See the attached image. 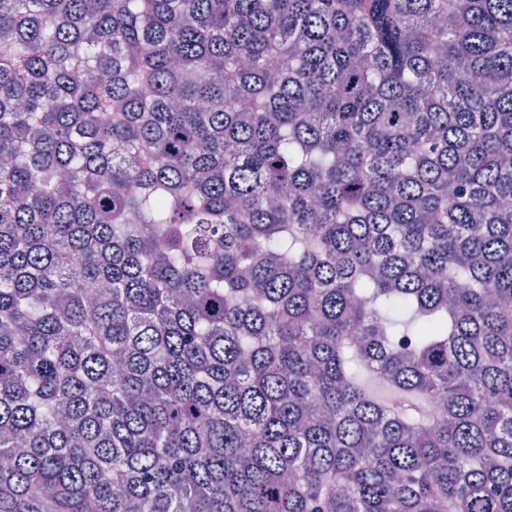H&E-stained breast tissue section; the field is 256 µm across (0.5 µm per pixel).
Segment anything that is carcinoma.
<instances>
[{"label": "carcinoma", "mask_w": 512, "mask_h": 512, "mask_svg": "<svg viewBox=\"0 0 512 512\" xmlns=\"http://www.w3.org/2000/svg\"><path fill=\"white\" fill-rule=\"evenodd\" d=\"M0 512H512V0H0Z\"/></svg>", "instance_id": "cac0c4a2"}]
</instances>
